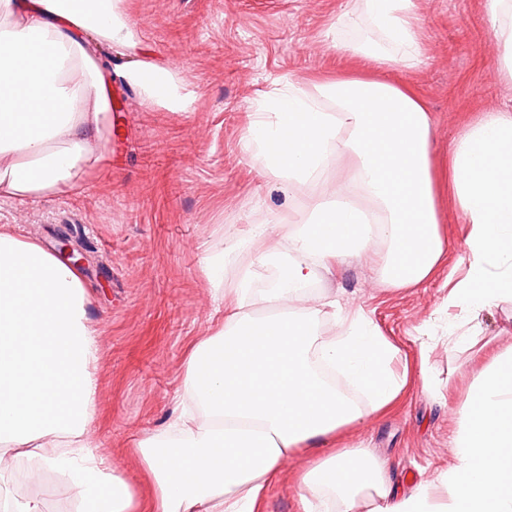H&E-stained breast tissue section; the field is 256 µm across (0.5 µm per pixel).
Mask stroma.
Instances as JSON below:
<instances>
[{
  "mask_svg": "<svg viewBox=\"0 0 512 512\" xmlns=\"http://www.w3.org/2000/svg\"><path fill=\"white\" fill-rule=\"evenodd\" d=\"M359 0H120L131 41L102 46L107 90L140 62L168 72L192 95L172 111L126 88L125 109L113 113L100 164L80 183L33 202L0 199V226L58 247L68 235L87 255L81 270L92 295L97 329L99 399L92 437L120 452V467L140 497L151 482L133 449L163 427L181 391L187 346L222 317L202 273L205 253L255 222L284 224L302 208L300 191L285 202L276 177L244 148L248 115L291 81L358 68L338 43L376 39L357 15ZM425 50L423 65L396 69L390 81L414 85L432 117L429 159L447 268L466 269L465 217L448 188V150L482 110L512 101L499 70L501 47L485 0H414ZM445 276L388 294L366 263L340 279L323 278L314 292L341 290L363 307L405 353L414 336L433 335L428 374L450 388L433 401L411 379L383 416L352 430L394 465L402 486L427 484L456 463L458 410L473 379L471 355L449 349L443 308Z\"/></svg>",
  "mask_w": 512,
  "mask_h": 512,
  "instance_id": "stroma-1",
  "label": "stroma"
}]
</instances>
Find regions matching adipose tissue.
<instances>
[{"instance_id":"1","label":"adipose tissue","mask_w":512,"mask_h":512,"mask_svg":"<svg viewBox=\"0 0 512 512\" xmlns=\"http://www.w3.org/2000/svg\"><path fill=\"white\" fill-rule=\"evenodd\" d=\"M116 2L0 0V197L55 195L99 161L110 102L84 35L130 39ZM360 8L384 43L341 49L365 72L285 84L249 115L246 150L286 198L310 194L287 223L248 225L203 257L224 320L189 347L177 407L137 443L149 500L90 436L99 343L79 270L0 231V512H47L44 497L9 493L20 449L34 459L28 479L51 470L77 489V512H264L296 456L298 512L330 500L337 512H512V347L484 355L460 409L457 463L434 483L405 489L371 449L336 445L398 400L408 375L396 366L409 359L362 308L311 284L364 259L386 290L418 288L445 254L431 115L411 85L386 78L423 62L414 0ZM125 79L149 102L190 103L152 66ZM448 187L470 226L471 261L464 275L449 271L446 304L475 319L512 303V108L483 112L455 138Z\"/></svg>"}]
</instances>
